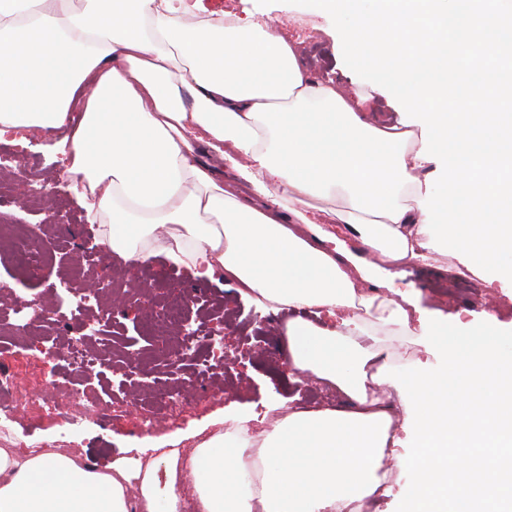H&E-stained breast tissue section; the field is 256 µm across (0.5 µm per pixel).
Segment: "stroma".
I'll return each instance as SVG.
<instances>
[{
  "label": "stroma",
  "instance_id": "35a3bbf8",
  "mask_svg": "<svg viewBox=\"0 0 512 512\" xmlns=\"http://www.w3.org/2000/svg\"><path fill=\"white\" fill-rule=\"evenodd\" d=\"M206 16L217 18L232 11L240 18L250 15L278 17L281 0H201ZM295 20L292 34L304 38L315 52L308 63L315 75H324L334 64L331 33L335 19L324 22L323 29H315L313 18L305 0L293 4ZM49 138H37L27 147L0 141V151H6L17 164L38 165L44 178L46 195L40 196L38 205L22 204L17 187L22 182L17 172L0 171V213L12 215L23 224H45L46 241L62 243V250L52 252L47 268V282L30 280L0 263V369L14 375L27 391L37 393L41 385L36 376L22 372L21 365L28 360L40 361L45 372L55 378L73 380L85 389L89 401L108 403L103 415L87 414L84 405L75 409L77 423L58 422L52 398L42 402L43 410L34 416L0 405V440L8 437L49 439L56 445L83 451L90 463L105 465L119 458H132L140 439L150 435L171 440L182 438L210 415L231 406L242 411L264 412L266 404L276 398L299 397L301 404L314 408L319 404L323 390L313 385H294L288 380L286 362H273L272 356L280 347V316L269 314L262 328L263 349L250 351L242 339V328L248 325L256 309L242 299L232 284L221 275L210 279L195 278L186 268H176L157 257L145 264L130 265L115 256L101 259L96 268H89L77 256L82 238L93 226L63 165L51 162ZM103 281V300L112 310L110 331L105 336L89 337L85 351L96 360L89 371L74 374L58 356L71 344L72 332L67 325L49 324L36 332L15 325L11 305L15 297L36 299L44 304L55 303L53 284L70 283L76 291H84L88 279ZM396 289L416 290L421 304L431 310L433 318L452 322L455 315L466 316L471 324H479L481 312L488 302H495L497 314L504 323L512 322V300L498 291L487 288L472 271L455 257L444 258L434 266L410 264L394 282ZM205 294L210 305L220 311L224 324V349L235 359L229 372L213 370L204 362L202 353H195L184 370V389L195 395L192 408L178 415H157L150 430L140 426L142 406L149 397L148 390L132 393L130 401H112L111 395L122 378L125 354L138 358L142 370L158 381H167L159 364L153 363L149 353L155 346L147 309L148 297L164 298L173 290Z\"/></svg>",
  "mask_w": 512,
  "mask_h": 512
}]
</instances>
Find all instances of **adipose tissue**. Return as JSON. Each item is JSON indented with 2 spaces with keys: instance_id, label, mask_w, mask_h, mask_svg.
I'll return each mask as SVG.
<instances>
[{
  "instance_id": "1",
  "label": "adipose tissue",
  "mask_w": 512,
  "mask_h": 512,
  "mask_svg": "<svg viewBox=\"0 0 512 512\" xmlns=\"http://www.w3.org/2000/svg\"><path fill=\"white\" fill-rule=\"evenodd\" d=\"M311 2L341 17L348 76L394 98L400 127L314 79L270 21L192 22L187 0H0V135L53 136L108 251L219 271L258 310L296 311L290 380L341 398L273 401L102 469L6 441L0 512H362L393 468L396 512H512V330L491 312L466 331L429 324L416 296L385 292L396 268L451 249L512 285V225L485 204L512 200V124L476 122L500 105L478 77L512 58V0ZM451 46L467 112L446 109ZM403 345L440 360L394 367ZM425 379L477 397L467 438L422 431L409 393Z\"/></svg>"
}]
</instances>
